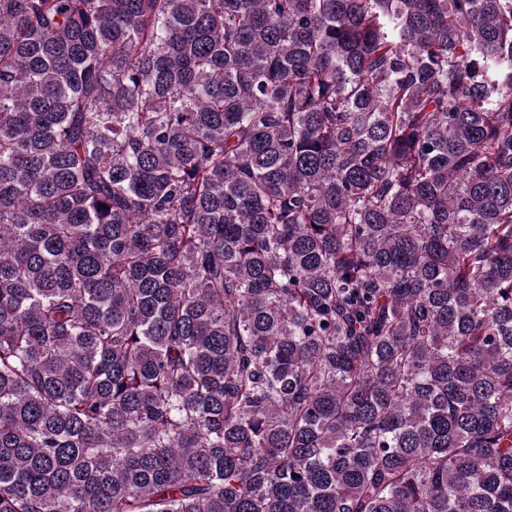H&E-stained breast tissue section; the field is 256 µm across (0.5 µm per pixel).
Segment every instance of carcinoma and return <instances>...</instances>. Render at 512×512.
Returning a JSON list of instances; mask_svg holds the SVG:
<instances>
[{
    "instance_id": "obj_1",
    "label": "carcinoma",
    "mask_w": 512,
    "mask_h": 512,
    "mask_svg": "<svg viewBox=\"0 0 512 512\" xmlns=\"http://www.w3.org/2000/svg\"><path fill=\"white\" fill-rule=\"evenodd\" d=\"M0 512H512V0H0Z\"/></svg>"
}]
</instances>
